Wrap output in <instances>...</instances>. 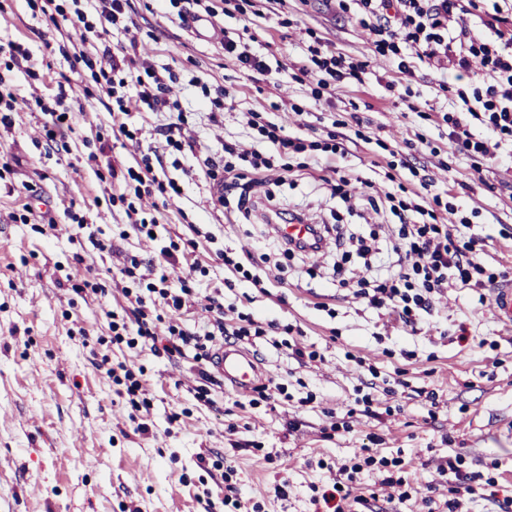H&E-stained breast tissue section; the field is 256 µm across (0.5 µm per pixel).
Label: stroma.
I'll return each mask as SVG.
<instances>
[{
	"label": "stroma",
	"mask_w": 512,
	"mask_h": 512,
	"mask_svg": "<svg viewBox=\"0 0 512 512\" xmlns=\"http://www.w3.org/2000/svg\"><path fill=\"white\" fill-rule=\"evenodd\" d=\"M133 4L137 39L115 27L100 43L176 74L168 94L179 101L196 141L194 154L166 167L184 187L181 199H143L159 219L153 241L130 230L123 209L112 205L119 185L108 169L133 165L141 151L157 146L163 116L131 109L128 122L140 134L138 142L127 141L112 128L106 97L85 91L72 53L46 48V40L59 36L53 22L31 16L25 0H0V43L19 42L30 52L8 74L24 106L12 113L11 126L0 124V512H230L222 502L228 481L248 512H314L315 487L332 485L339 467L356 457L363 466L348 482L353 498L346 512H387L381 482L390 474L410 486L398 512H452L447 504L455 499L460 505L453 512H499L500 500L512 498V327L495 318L488 289L449 288L436 299L430 325L412 331L387 310L318 277L288 271L263 293L232 283L218 257L225 249H252L258 228L212 207L217 190L203 179L205 158L225 142L249 148L243 115L251 111L271 113L287 135L325 137L326 107L310 104L302 114L286 109L305 92L293 78L305 59L303 30L314 29L325 44L359 60L369 54L363 30L299 0L284 11L261 0L259 14L227 21L248 26L254 50L267 59L270 71L256 82L216 42L185 34L157 0ZM390 73L386 59L372 61L361 81L337 85L336 98L355 103L391 149L405 150L406 133L419 130L447 148L439 116L445 102L433 74L419 71L411 82L415 100L434 109L420 125L404 122L405 103L379 85ZM195 76L234 89V106L219 122L203 115L190 83ZM64 80L71 85L64 106L72 118L65 151L47 146L44 116L31 106L37 96L52 101ZM378 160L365 143L336 159L358 180L353 211L340 213L343 223H380L367 207L368 196L384 187ZM419 162L435 187L460 191L477 208L486 261L512 277V167L493 168L480 181L461 158L445 167L428 154ZM279 193L315 220H330L333 203L320 182L285 183ZM46 212L57 227L42 234L36 225ZM76 214L85 217L90 237L72 238ZM172 236L193 241L187 260L205 271L187 323L202 317L208 296L220 295L256 319L292 326L290 341L319 352L318 360L302 364L266 340L251 346L286 395L255 404L228 389L204 406L189 392L195 384L190 360H168L147 344L102 345L106 310L132 312L121 292L124 258L157 260ZM93 276L105 281L107 295L73 292ZM106 354L144 369L152 437L134 434L125 402L99 366ZM367 394L372 417L355 409ZM204 451L215 468L199 467ZM446 462L454 472L438 473ZM459 472L479 478L457 495ZM279 485L285 496L276 495Z\"/></svg>",
	"instance_id": "stroma-1"
}]
</instances>
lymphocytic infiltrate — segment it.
Listing matches in <instances>:
<instances>
[{
  "label": "lymphocytic infiltrate",
  "instance_id": "lymphocytic-infiltrate-1",
  "mask_svg": "<svg viewBox=\"0 0 512 512\" xmlns=\"http://www.w3.org/2000/svg\"><path fill=\"white\" fill-rule=\"evenodd\" d=\"M32 13L70 22L65 39L82 66L85 85L106 96L113 125L128 140H136L139 131L125 118L129 112L128 85H135L141 111L170 115L159 127L161 145L143 154L136 165L120 171L123 186L118 199L134 231L150 235L159 226L156 216L145 215L137 204L143 195L162 197L181 195L183 188L173 178H158L155 170L169 153H190L195 144L186 134V120L178 102L166 96L167 79L152 66L131 69L125 58L103 50L88 51L93 34L101 26L127 23L130 0H95L85 7L82 0H26ZM336 7L340 16L350 17L368 33L371 55L391 59L393 77L385 81L386 91L408 101V110L420 120L430 115L411 103V88L404 82L414 76L416 65L432 72H444L438 81L439 92L454 103L440 118L448 128V148L452 155L469 160L475 175L497 165L506 147H512V0H324ZM253 0H159L166 13L176 15L180 23L205 16L221 22L230 12L246 14ZM221 44L225 56L253 74H266L265 57L252 50L248 29L223 27ZM479 64L478 77L467 87L456 86L449 74L469 72ZM368 61H349L342 53L325 49L320 38H312L305 63L297 80L307 87L309 101L333 108L337 83L360 80ZM246 125L256 149L240 150L237 144H224L220 151L206 157L204 174L219 193L221 204L235 202L241 220L259 227L256 251L238 256L230 251L219 254L237 280L263 287L265 280L280 270L281 259H310L320 253L319 244L335 238L337 252L330 275L337 287H354L355 294L368 305L395 315L402 327L418 328L431 317L433 303L449 286L483 288L503 279V272L487 265L482 255L486 239L470 233L475 209L458 196L432 191L413 153L392 152L386 162L387 189L375 211L391 215V222L367 229L361 225L318 224L306 242H291L277 231L289 213L277 198L275 186L319 176L331 198L348 203L353 199L350 179L333 167L336 157L345 156L346 144L355 139L369 142L364 122L357 113L334 112L331 129L325 138L308 140L285 135L281 124L266 112H250ZM411 184H404V175ZM453 215L444 223V215ZM177 242L162 247V264L129 258L120 270L124 297L134 305L133 318L107 311L109 344L130 349L155 342V320L149 317L144 295L157 294L168 319L162 353L177 361L192 358L198 383L193 389L196 400L210 404L213 391L224 382L209 369L212 352L218 344L230 341L251 343L253 338L278 332L276 322L263 323L248 313H238L227 323L224 300L213 296L205 309L202 325L190 326L182 316L199 293L197 266L182 267ZM120 396L130 409L129 419L136 433L146 435L151 397L142 373L124 365L109 367Z\"/></svg>",
  "mask_w": 512,
  "mask_h": 512
}]
</instances>
